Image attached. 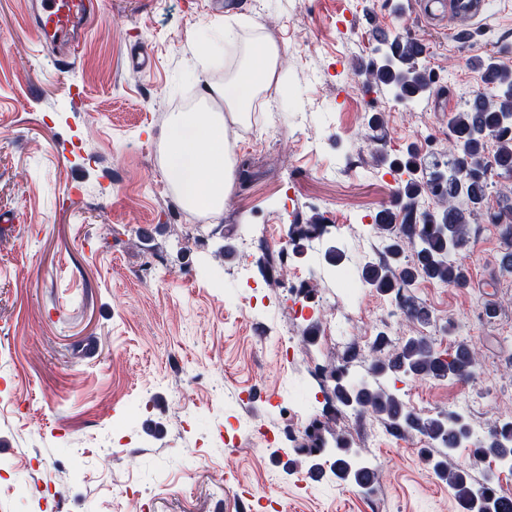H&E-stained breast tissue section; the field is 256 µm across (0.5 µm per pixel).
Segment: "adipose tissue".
Wrapping results in <instances>:
<instances>
[{"mask_svg": "<svg viewBox=\"0 0 512 512\" xmlns=\"http://www.w3.org/2000/svg\"><path fill=\"white\" fill-rule=\"evenodd\" d=\"M211 51L224 52L232 63L220 83H206L209 96L219 98L220 112H178L165 138V172L182 202L203 217H214L234 183L233 147L226 140L227 122H244L254 103L280 91L277 45L247 34L240 24L225 23L209 38Z\"/></svg>", "mask_w": 512, "mask_h": 512, "instance_id": "adipose-tissue-1", "label": "adipose tissue"}]
</instances>
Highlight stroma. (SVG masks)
<instances>
[{
    "mask_svg": "<svg viewBox=\"0 0 512 512\" xmlns=\"http://www.w3.org/2000/svg\"><path fill=\"white\" fill-rule=\"evenodd\" d=\"M402 3L398 13L390 0H239L223 14L199 0H103L76 64L63 70L37 41L29 0H0V214L12 220L0 234V389L22 403L18 412L0 407V438L10 443L0 460L18 482L53 481L62 512H250L252 493L272 499L264 512H462L426 461L439 449L420 455L419 435L391 433L370 413L346 436L379 475L371 495L337 478L332 457L321 459L324 479L310 487L303 475L312 459L298 448L245 437L227 446L240 424L276 427L270 399L280 386L343 351L305 336L303 355L283 363L287 315L251 317L201 274L210 265L225 289L236 288L244 233L315 215L343 220L323 266L361 268L376 257L382 242L361 218L393 201L402 174L391 160L410 145L445 146L450 113L487 89L477 60L494 55L512 66V9L503 0H489L483 19L464 26L454 18L429 25L413 0ZM228 16L280 47L286 88L229 130L235 182L208 223L169 184L164 140L173 113L209 111L192 73L194 46ZM370 19L424 40L434 83L416 107L388 86H365ZM134 48L150 57L149 73L129 67ZM378 113L379 128L371 123ZM505 247L480 221L457 257L469 286L421 281L413 290L432 314L426 332L439 350L457 340L476 347V378L381 376L366 360L362 381L425 416L464 403L467 421L485 432L512 413V277L497 265ZM151 258L156 277L144 284L135 273ZM252 264L245 295L276 305L280 265L262 255ZM314 293L329 298L361 347L412 333L392 297L369 285L353 307L336 281L317 282ZM450 319L452 336L441 331ZM255 390L266 401L251 400ZM89 438L101 453L79 459ZM283 453L293 468L274 467ZM447 462L512 496V472L497 461L462 447ZM130 478L141 496L101 495L102 481Z\"/></svg>",
    "mask_w": 512,
    "mask_h": 512,
    "instance_id": "35a3bbf8",
    "label": "stroma"
}]
</instances>
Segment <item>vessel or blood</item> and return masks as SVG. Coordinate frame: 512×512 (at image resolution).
<instances>
[{"label":"vessel or blood","instance_id":"obj_1","mask_svg":"<svg viewBox=\"0 0 512 512\" xmlns=\"http://www.w3.org/2000/svg\"><path fill=\"white\" fill-rule=\"evenodd\" d=\"M486 0H422L424 17L448 15L474 19L483 14ZM96 16L93 0H32L31 23L42 45L59 49L66 65H73L81 40Z\"/></svg>","mask_w":512,"mask_h":512}]
</instances>
